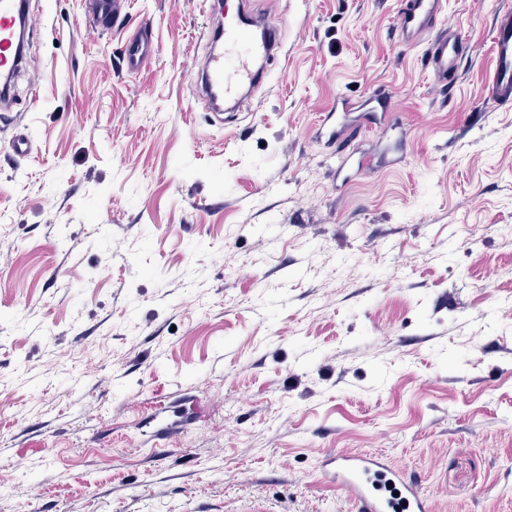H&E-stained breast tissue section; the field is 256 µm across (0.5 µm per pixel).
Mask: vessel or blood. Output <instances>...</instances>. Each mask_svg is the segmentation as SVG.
I'll list each match as a JSON object with an SVG mask.
<instances>
[{
    "label": "vessel or blood",
    "mask_w": 512,
    "mask_h": 512,
    "mask_svg": "<svg viewBox=\"0 0 512 512\" xmlns=\"http://www.w3.org/2000/svg\"><path fill=\"white\" fill-rule=\"evenodd\" d=\"M95 28L108 32L121 24L126 0H85ZM445 0H407L397 16L401 43H425L426 67L434 82L448 85L457 76L469 47L458 33L441 28ZM32 22L28 0H0V73L13 76L22 61L18 46ZM224 50L209 54L198 72L203 92L214 112L239 111L267 65L278 54L281 39L266 14L251 13L240 0L236 15L221 30ZM494 67L488 97L500 106H512V11L497 15L492 31ZM155 51L151 22L126 46V67L137 72ZM326 479L336 484L355 512H430L431 504L404 469L370 453L330 452Z\"/></svg>",
    "instance_id": "obj_1"
}]
</instances>
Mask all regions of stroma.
<instances>
[{
    "label": "stroma",
    "mask_w": 512,
    "mask_h": 512,
    "mask_svg": "<svg viewBox=\"0 0 512 512\" xmlns=\"http://www.w3.org/2000/svg\"><path fill=\"white\" fill-rule=\"evenodd\" d=\"M127 2L101 33L30 0L0 107V512H352L334 449L432 512H512V107L486 100L512 0H446L471 46L447 87L397 43L405 0H280V53L217 125L219 6ZM379 90L386 122L319 138ZM348 146L373 165L340 186ZM155 49L152 24L146 20L140 26L139 37L127 43L125 51L127 69L132 73L139 71Z\"/></svg>",
    "instance_id": "1"
}]
</instances>
